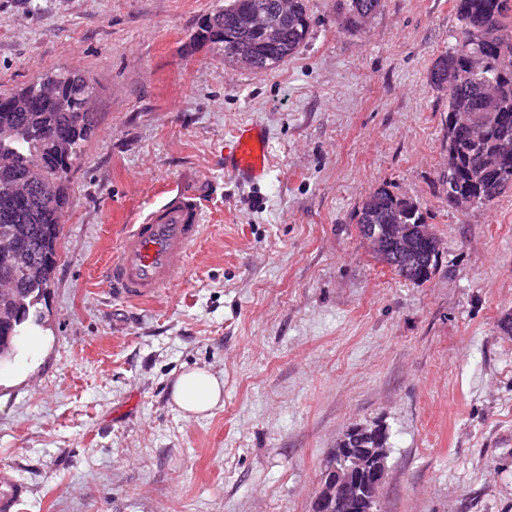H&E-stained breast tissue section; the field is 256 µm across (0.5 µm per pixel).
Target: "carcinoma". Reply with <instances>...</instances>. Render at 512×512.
I'll return each mask as SVG.
<instances>
[{
  "label": "carcinoma",
  "mask_w": 512,
  "mask_h": 512,
  "mask_svg": "<svg viewBox=\"0 0 512 512\" xmlns=\"http://www.w3.org/2000/svg\"><path fill=\"white\" fill-rule=\"evenodd\" d=\"M279 0H225L224 7L204 17L192 34L193 42L224 49V60L250 55L258 67L274 68L288 61L310 35L306 0H296L294 13L279 18ZM382 0H338L353 27L381 7ZM460 23L455 44L434 62L430 81L448 95V174L443 180L448 201L487 206L507 189L512 179V0H454ZM244 11L267 16L277 30L270 40L261 33L240 31L234 20ZM54 91L40 93L34 82L11 94L0 95V133L12 129L11 148H0V244L13 224L28 228L26 247L31 264L42 271L38 279L24 271H11L15 286L3 284L0 260V348L14 360L29 323L40 319L36 305L48 288L58 259L60 224L69 205V184L58 187L54 200L39 197L38 184L53 183L75 170L85 143L98 130L89 104L92 86L79 74L53 71ZM67 139L69 153L56 148L55 138ZM420 204L400 198L384 188L363 202L357 224L362 237L375 235L389 242L398 224H423ZM381 260L413 283L427 281L436 261L428 245L417 244L413 255L387 252ZM384 436L373 431L352 438L351 448L380 447Z\"/></svg>",
  "instance_id": "1"
}]
</instances>
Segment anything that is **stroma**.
Here are the masks:
<instances>
[{
  "label": "stroma",
  "instance_id": "1",
  "mask_svg": "<svg viewBox=\"0 0 512 512\" xmlns=\"http://www.w3.org/2000/svg\"><path fill=\"white\" fill-rule=\"evenodd\" d=\"M224 0H0V95L56 69L96 88L97 135L70 180L38 309L47 343L0 386V467L22 512H312L346 430L384 426L378 512H512V189L448 206V99L430 69L452 0H382L357 29L307 0L312 32L280 67L191 41ZM266 131L243 184L224 144ZM204 199L177 284L114 297L100 268L169 187ZM384 187L420 202L440 252L401 279L357 212ZM224 403L188 419L177 375ZM224 165L233 177L256 184L268 173V143L265 132L254 124L240 126L224 145ZM224 396V380L202 368L182 371L172 390V401L185 417L199 418L218 407ZM30 489L9 467H0V512H18Z\"/></svg>",
  "mask_w": 512,
  "mask_h": 512
}]
</instances>
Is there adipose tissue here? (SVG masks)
<instances>
[{
    "label": "adipose tissue",
    "mask_w": 512,
    "mask_h": 512,
    "mask_svg": "<svg viewBox=\"0 0 512 512\" xmlns=\"http://www.w3.org/2000/svg\"><path fill=\"white\" fill-rule=\"evenodd\" d=\"M224 396V382L202 368L182 371L172 390V401L185 417L199 418L218 407Z\"/></svg>",
    "instance_id": "obj_1"
}]
</instances>
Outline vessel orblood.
Returning <instances> with one entry per match:
<instances>
[{
	"label": "vessel or blood",
	"mask_w": 512,
	"mask_h": 512,
	"mask_svg": "<svg viewBox=\"0 0 512 512\" xmlns=\"http://www.w3.org/2000/svg\"><path fill=\"white\" fill-rule=\"evenodd\" d=\"M224 165L233 177L251 184L268 173V143L263 129L240 126L224 147ZM203 200L181 189L153 207L142 222L127 225L102 278L115 295L151 301L174 287L185 272L201 231ZM30 489L14 472L0 467V512H19Z\"/></svg>",
	"instance_id": "b4317fda"
}]
</instances>
